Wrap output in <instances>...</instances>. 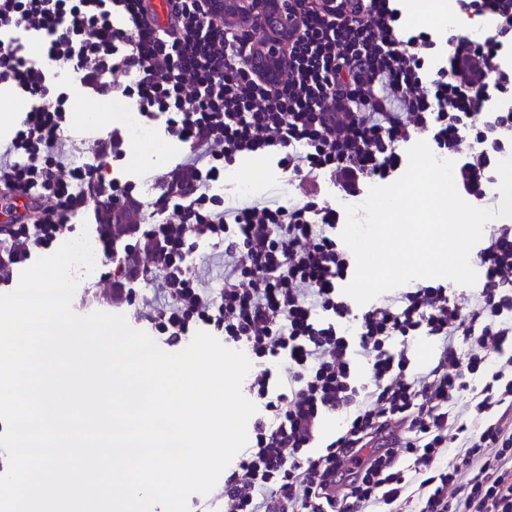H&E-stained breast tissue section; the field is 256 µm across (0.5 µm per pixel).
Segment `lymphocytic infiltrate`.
Here are the masks:
<instances>
[{
	"label": "lymphocytic infiltrate",
	"mask_w": 512,
	"mask_h": 512,
	"mask_svg": "<svg viewBox=\"0 0 512 512\" xmlns=\"http://www.w3.org/2000/svg\"><path fill=\"white\" fill-rule=\"evenodd\" d=\"M167 2L160 26L150 0H0V31L41 43L81 89L128 99L185 145L144 199L105 173L126 156L119 133L79 135L54 73L0 48V86L29 102L0 139V191L45 201L9 217L0 284L101 205L151 209L159 222L143 225L124 277L102 275L98 298L137 306L168 346L213 330L254 359L249 390L265 413L224 477V512H512V228L491 227L478 247V294L396 288L355 314L339 287L351 273L341 214L322 191L356 198L392 178L423 131L458 158L461 191L487 201L496 135L512 131L511 107L487 109L512 99V72L497 63L512 47V0H459L494 24L478 41L450 36L437 68L431 35L406 31L392 0H347L336 15L311 2L275 87L245 74L250 35L207 0ZM88 143L96 163H76ZM255 154L275 157L299 201L214 194L225 167ZM200 241L224 251L215 296L187 263ZM147 279L153 294L137 300ZM416 336L435 349L419 370ZM328 417L340 421L329 440Z\"/></svg>",
	"instance_id": "obj_1"
}]
</instances>
